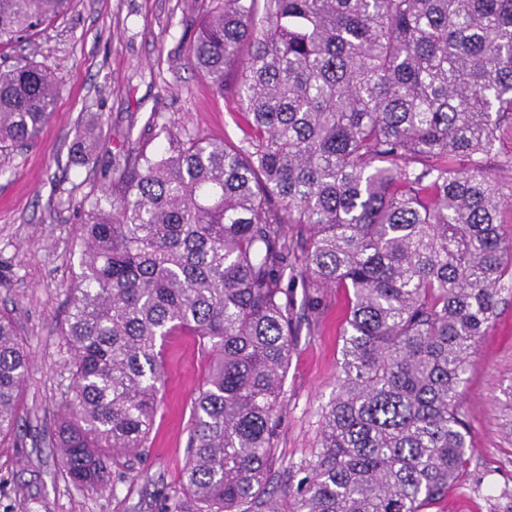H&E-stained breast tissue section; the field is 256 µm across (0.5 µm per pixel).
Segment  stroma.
Instances as JSON below:
<instances>
[{
    "label": "stroma",
    "mask_w": 512,
    "mask_h": 512,
    "mask_svg": "<svg viewBox=\"0 0 512 512\" xmlns=\"http://www.w3.org/2000/svg\"><path fill=\"white\" fill-rule=\"evenodd\" d=\"M193 0H74L28 42L0 46V65L29 57L63 86L33 143L0 153V311L14 320L32 365L22 389L17 440L0 448V512H166L184 498L182 474L192 401L207 362L193 337L166 346L163 408L148 448L111 471L107 489L64 477L48 445L69 374L61 336L75 279L79 201L96 194L103 170L131 149H153L166 126L239 142L240 114L187 62L201 20ZM158 115L152 125L150 115ZM98 129L108 153L71 162L73 144ZM295 336L277 427L280 466L319 451L321 409L338 390L343 289L295 286ZM471 449L466 472L427 512H512V293L480 337L462 385Z\"/></svg>",
    "instance_id": "obj_1"
}]
</instances>
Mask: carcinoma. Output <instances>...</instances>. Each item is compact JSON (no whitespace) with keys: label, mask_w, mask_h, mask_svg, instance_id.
Wrapping results in <instances>:
<instances>
[{"label":"carcinoma","mask_w":512,"mask_h":512,"mask_svg":"<svg viewBox=\"0 0 512 512\" xmlns=\"http://www.w3.org/2000/svg\"><path fill=\"white\" fill-rule=\"evenodd\" d=\"M210 2L187 61L220 95L236 69L243 137L170 133L80 203L50 443L75 487H103L107 463L148 447L165 341L188 335L208 362L193 504L167 512H424L469 462L466 364L512 289V179L487 166L512 132V0ZM71 3L0 0V45ZM61 91L32 62L1 69L0 149L33 142ZM104 147L91 130L74 151ZM298 279L349 307L320 452L278 472ZM30 363L0 312V447ZM276 475L297 482L291 500L271 495Z\"/></svg>","instance_id":"carcinoma-1"}]
</instances>
